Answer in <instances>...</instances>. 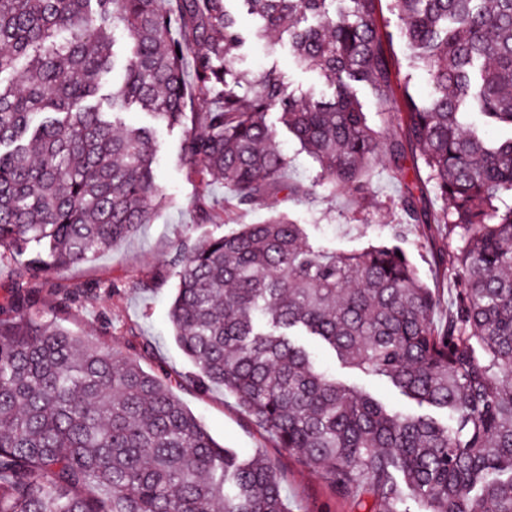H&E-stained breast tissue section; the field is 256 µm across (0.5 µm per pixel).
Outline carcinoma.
I'll return each instance as SVG.
<instances>
[{
  "label": "carcinoma",
  "mask_w": 512,
  "mask_h": 512,
  "mask_svg": "<svg viewBox=\"0 0 512 512\" xmlns=\"http://www.w3.org/2000/svg\"><path fill=\"white\" fill-rule=\"evenodd\" d=\"M228 2L0 0V74L17 75L0 84V249L25 258L0 306V512H288L271 464L219 445L167 378L29 313L27 275L93 259L156 215L155 138L118 125L130 106L188 128L190 176H223L239 212L313 195L286 178L273 110L331 194L367 195L383 156L399 223L443 240L454 271L442 329L399 246L336 253L273 215L183 250L175 340L199 389L224 388L364 512H406L408 496L422 512H512V136L461 122L470 107L512 129V0H389L426 99L399 78L382 0H238L260 32L288 35L297 63L334 88L329 102L297 96L274 66L241 70ZM359 85L393 105L383 139ZM431 191L450 206L430 210ZM292 336L456 425L386 410Z\"/></svg>",
  "instance_id": "obj_1"
}]
</instances>
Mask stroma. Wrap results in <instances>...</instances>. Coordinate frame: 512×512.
I'll return each instance as SVG.
<instances>
[{
    "instance_id": "stroma-1",
    "label": "stroma",
    "mask_w": 512,
    "mask_h": 512,
    "mask_svg": "<svg viewBox=\"0 0 512 512\" xmlns=\"http://www.w3.org/2000/svg\"><path fill=\"white\" fill-rule=\"evenodd\" d=\"M238 18L243 27L253 32L238 50L242 68L257 74L274 66L296 93L326 99L332 96V88L319 73L296 64L288 42L270 46L256 37L258 23L252 16L242 12ZM121 118L129 125L154 128L164 203L151 223L142 225L136 235L112 251L39 277L37 311L118 352L139 355L145 370L167 373L174 394L201 418L218 444L242 454L261 452L273 464L283 479L288 512H358L351 502L333 497L320 474L305 469L287 451L276 447L233 396L219 387L199 390L197 370L176 344L168 313L175 294L180 248L205 236L237 231L243 224L260 223L268 215L282 214L302 225L310 244L326 249L353 252L372 245H399L436 297L434 322L443 323L451 306L452 275L436 269L430 248L420 245L414 228H405L402 237H395L393 227L398 218L392 205L399 193L398 181L378 160L370 169L368 199L329 195L319 185L318 164L282 128L279 112L273 111L267 121L276 128L282 148L292 160L288 175L313 185V199L293 201L281 196L253 211H230L223 220L202 224L196 219L198 204L228 201L230 188L220 178L205 187L189 176L183 157V129L166 127L135 109L122 112ZM82 285L94 287L92 301L67 309L59 307L61 289ZM298 342L314 352L321 366L337 380L371 394L392 411L418 412L417 403L386 379L346 366L313 337L302 336Z\"/></svg>"
}]
</instances>
